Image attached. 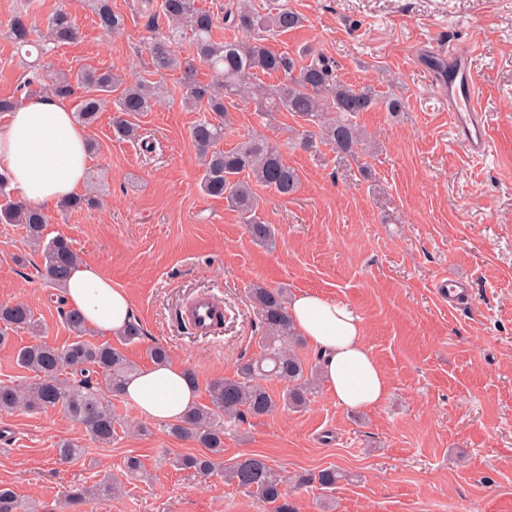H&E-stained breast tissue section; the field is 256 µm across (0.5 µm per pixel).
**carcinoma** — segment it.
Returning a JSON list of instances; mask_svg holds the SVG:
<instances>
[{"label":"carcinoma","instance_id":"cac0c4a2","mask_svg":"<svg viewBox=\"0 0 512 512\" xmlns=\"http://www.w3.org/2000/svg\"><path fill=\"white\" fill-rule=\"evenodd\" d=\"M101 30L116 32L124 28L125 17L112 10L111 0H87ZM137 8L152 20L163 19L166 27H152L148 50L157 74L178 73L183 105L194 112H210L191 130L200 158V188L210 197L222 198L243 220L250 236L263 244L275 243L271 225L257 216L259 199L253 186H261L279 198L294 196L300 186L298 171L288 165L280 147L261 136H248L235 147L224 150L218 144L230 124L228 105L235 99L253 102L261 117L273 112H288L305 124L298 133L299 146L313 147L315 139L331 147L339 158H355L370 146L356 122L361 112L378 104L379 94L370 86H357L339 78L336 60L326 53L308 48L297 56L271 50L266 41L301 27L305 17L290 0L275 4L268 12H258L252 0H237L236 7L224 11V26L243 34L218 41L214 12L197 5V0H138ZM79 31L72 15L57 9L39 32L27 11L17 12L7 23L6 36L26 54L37 58L74 42ZM189 41L196 59L210 71L206 83L197 79L196 68L182 57L180 44ZM50 65L33 68L20 91L40 89L57 96L77 99L75 117L91 124L99 112L112 106V129L122 140L137 137L138 125L132 118L151 111L159 86L141 77L127 81L120 75L98 69H81L76 74L57 72L48 75ZM278 75L276 84L249 83L258 74ZM120 91L118 98L112 93ZM0 183V223L20 224L25 236L40 256V273L46 283L58 288L70 268L80 262L71 242L56 236L44 238L49 216L40 207L15 199ZM97 200L90 194L77 195L61 204L65 210L93 208ZM251 300L260 311L266 329L260 339L270 373L285 384L278 397L258 383L265 369L251 359L239 363L236 375L217 377L207 385L209 403L188 410L181 420L168 426L170 435L192 440L204 452L173 459L179 468L203 473L220 472L238 488L258 497L270 512H293L288 489L280 474L260 455L224 465V433L234 430L248 418L272 414L280 406L295 409L306 406L316 387L313 376L321 366L303 358L296 348L302 345L294 330L284 291L259 284L249 288ZM59 314L74 339L61 346L42 341L36 333L40 323L31 308L22 302L0 304V346L8 344L12 333L28 331L33 340L18 348L17 364L32 373L25 386L0 383V414L24 405L31 410L59 408L79 422L86 433L101 445H109L116 435L118 421L110 398L119 397L137 368L124 353L108 342H93L85 337L86 322L78 310L65 308L56 298ZM70 371L71 379L61 378ZM0 512H28L14 491L0 486Z\"/></svg>","mask_w":512,"mask_h":512}]
</instances>
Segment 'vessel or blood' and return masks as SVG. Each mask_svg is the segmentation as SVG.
<instances>
[{"instance_id":"obj_1","label":"vessel or blood","mask_w":512,"mask_h":512,"mask_svg":"<svg viewBox=\"0 0 512 512\" xmlns=\"http://www.w3.org/2000/svg\"><path fill=\"white\" fill-rule=\"evenodd\" d=\"M472 58V50L449 49L448 78L442 83V91L448 100V117L455 134L468 154L478 156L488 152L491 138L482 119ZM223 314L217 300L201 295L184 308L182 317L196 335L208 336Z\"/></svg>"}]
</instances>
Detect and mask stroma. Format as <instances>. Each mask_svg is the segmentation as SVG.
I'll return each mask as SVG.
<instances>
[{"instance_id":"stroma-1","label":"stroma","mask_w":512,"mask_h":512,"mask_svg":"<svg viewBox=\"0 0 512 512\" xmlns=\"http://www.w3.org/2000/svg\"><path fill=\"white\" fill-rule=\"evenodd\" d=\"M134 2L112 0L125 16L114 35L99 28L85 0L30 6L39 23L63 4L76 20L79 38L50 56L54 68L109 69L164 89L137 119L139 141L117 140L108 112L85 127L96 143L85 190L97 207L47 209L46 238H68L82 262L129 293L145 337L124 345L115 336L112 345L144 369L148 346L161 342L172 361L195 371L204 404L211 378L233 376L240 360L261 354L252 284L345 303L387 377L386 400L353 410L320 385L306 408L226 432L225 464L265 457L287 479L297 512H512V0H291L307 21L271 39L273 50H322L342 80L399 97L406 108L360 113L358 125L378 148L354 160L322 144L290 148L299 121L289 113L266 121L253 104L232 109L222 148L258 132L282 144L301 176L287 199L256 190L261 220L278 231L272 248L254 242L223 199L200 193L190 136L200 115L182 105L175 75L153 74L148 19ZM474 41L493 144L481 159L457 141L428 54ZM28 76L0 36V98L18 95ZM18 255L29 264H16ZM38 260L22 225L0 224V302L27 303L45 342L60 346L73 334ZM444 277L469 282L470 306L455 309L436 296ZM204 293L223 304L224 323L197 336L180 311ZM112 411L120 425L109 445L56 408L0 415V484L36 512H69L67 494L104 480L119 483V493L84 502L80 512H269L219 475L175 468L173 458L200 449L171 437L165 422L119 398ZM65 440L84 451L62 463L57 447ZM131 457L143 466L139 476L126 473ZM330 467L341 477L326 488L316 476Z\"/></svg>"}]
</instances>
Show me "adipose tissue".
I'll list each match as a JSON object with an SVG mask.
<instances>
[{
  "label": "adipose tissue",
  "mask_w": 512,
  "mask_h": 512,
  "mask_svg": "<svg viewBox=\"0 0 512 512\" xmlns=\"http://www.w3.org/2000/svg\"><path fill=\"white\" fill-rule=\"evenodd\" d=\"M89 167L85 135L67 99L29 95L0 115V177L31 205L52 206L78 193ZM63 298L106 336L122 332L133 313L127 290L93 265L72 268ZM288 312L294 329L321 354V374L339 404L371 408L386 398V376L348 305L305 291L292 297ZM122 397L147 418L174 422L195 405L197 389L181 366L167 361L138 372Z\"/></svg>",
  "instance_id": "1"
}]
</instances>
